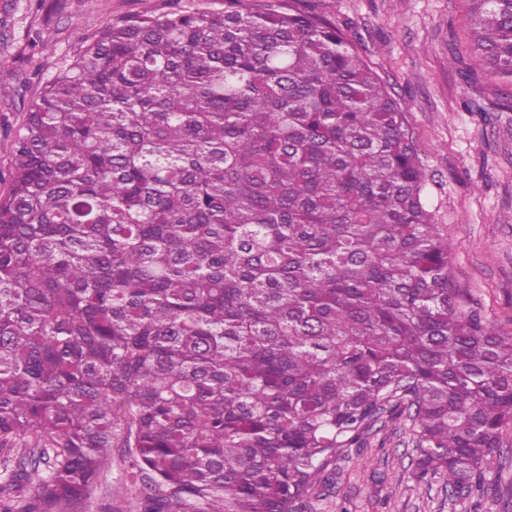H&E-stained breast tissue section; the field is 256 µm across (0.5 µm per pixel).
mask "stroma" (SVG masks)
Listing matches in <instances>:
<instances>
[{
    "instance_id": "1",
    "label": "stroma",
    "mask_w": 512,
    "mask_h": 512,
    "mask_svg": "<svg viewBox=\"0 0 512 512\" xmlns=\"http://www.w3.org/2000/svg\"><path fill=\"white\" fill-rule=\"evenodd\" d=\"M342 24L362 56L400 102L426 173L423 200L448 232L451 282L467 309L512 336V107L503 82L469 44L465 0H310ZM224 0H0V194L7 191L12 146L31 101L65 60L104 24L130 14L220 9ZM458 63H450L449 50ZM485 111L471 112L467 101ZM408 422L382 418L363 447L335 466L331 494L313 495L301 512H506L512 505V458L498 475L503 494L450 499L442 479L416 488ZM121 457L98 478L89 512H140Z\"/></svg>"
}]
</instances>
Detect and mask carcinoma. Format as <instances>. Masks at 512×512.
Wrapping results in <instances>:
<instances>
[{
    "label": "carcinoma",
    "instance_id": "carcinoma-1",
    "mask_svg": "<svg viewBox=\"0 0 512 512\" xmlns=\"http://www.w3.org/2000/svg\"><path fill=\"white\" fill-rule=\"evenodd\" d=\"M512 84V0H468ZM400 104L339 23L224 0L109 21L0 196V512H299L384 415L456 498L508 459L512 337L461 308ZM127 468L122 458L116 455L112 465L107 468L97 479L92 496V504L88 512H140L139 497L137 491L132 489L124 498L112 497V488L119 487L123 483L129 484Z\"/></svg>",
    "mask_w": 512,
    "mask_h": 512
}]
</instances>
